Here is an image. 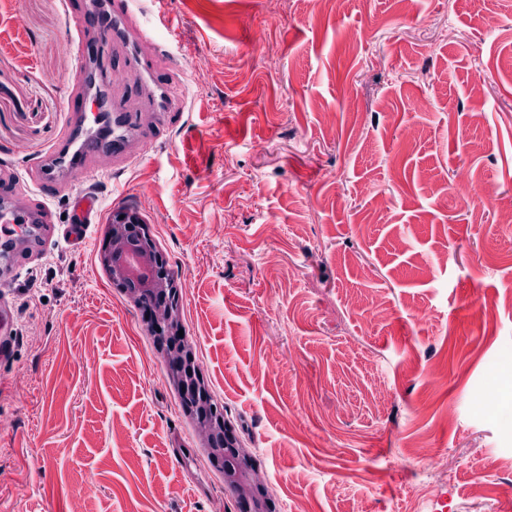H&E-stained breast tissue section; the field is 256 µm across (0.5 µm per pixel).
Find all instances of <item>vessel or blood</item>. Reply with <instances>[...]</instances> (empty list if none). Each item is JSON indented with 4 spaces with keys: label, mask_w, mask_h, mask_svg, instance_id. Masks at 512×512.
I'll return each instance as SVG.
<instances>
[{
    "label": "vessel or blood",
    "mask_w": 512,
    "mask_h": 512,
    "mask_svg": "<svg viewBox=\"0 0 512 512\" xmlns=\"http://www.w3.org/2000/svg\"><path fill=\"white\" fill-rule=\"evenodd\" d=\"M131 0H94L79 4L74 17L83 32L78 46L81 84L69 95V124L63 136L34 166L25 179L14 180L0 171V276L16 274L11 251L15 235L49 231L50 210L46 193H61L68 178L93 176L96 159L127 162L147 144L136 129L135 108L154 107L161 128L171 126L186 108L185 97L168 62L166 50L145 51L150 35L132 28ZM143 81L140 93L124 89L122 75ZM75 222L62 237L75 246L87 240L90 224L101 217L98 198L85 194L74 203Z\"/></svg>",
    "instance_id": "vessel-or-blood-1"
}]
</instances>
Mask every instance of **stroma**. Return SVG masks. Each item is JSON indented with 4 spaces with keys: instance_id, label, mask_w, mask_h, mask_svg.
I'll use <instances>...</instances> for the list:
<instances>
[{
    "instance_id": "stroma-1",
    "label": "stroma",
    "mask_w": 512,
    "mask_h": 512,
    "mask_svg": "<svg viewBox=\"0 0 512 512\" xmlns=\"http://www.w3.org/2000/svg\"><path fill=\"white\" fill-rule=\"evenodd\" d=\"M288 2L133 0L140 24L165 14L187 108L72 179L52 221L90 191L141 210L277 512H414L421 441L452 476L423 512H512V466L487 465L512 453V0ZM80 37L63 0H0L18 174L68 122ZM104 231L20 251L0 285V512H240L98 262Z\"/></svg>"
}]
</instances>
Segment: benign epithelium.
Instances as JSON below:
<instances>
[{
  "instance_id": "1",
  "label": "benign epithelium",
  "mask_w": 512,
  "mask_h": 512,
  "mask_svg": "<svg viewBox=\"0 0 512 512\" xmlns=\"http://www.w3.org/2000/svg\"><path fill=\"white\" fill-rule=\"evenodd\" d=\"M112 285L123 289L137 304L145 305L144 322L154 331L156 348L192 420L210 462L223 470L224 485L237 496L241 512H276L250 453L224 419L208 385L194 363L184 329L176 280L135 207L112 213L97 253Z\"/></svg>"
}]
</instances>
